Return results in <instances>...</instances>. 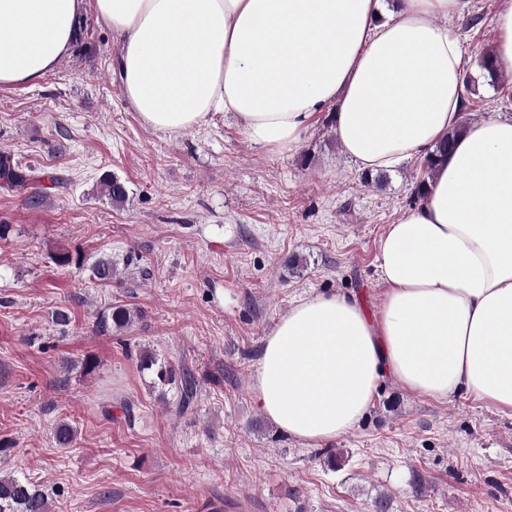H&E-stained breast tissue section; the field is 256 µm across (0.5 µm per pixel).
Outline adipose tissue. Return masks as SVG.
I'll return each mask as SVG.
<instances>
[{
    "mask_svg": "<svg viewBox=\"0 0 512 512\" xmlns=\"http://www.w3.org/2000/svg\"><path fill=\"white\" fill-rule=\"evenodd\" d=\"M470 0H0V87L70 55L87 12L121 38L123 92L169 134L231 112L252 144L296 148L318 115L359 168L432 154L461 125ZM385 287L293 302L264 339L259 410L305 447L355 429L384 378L512 413V116L467 127L377 248Z\"/></svg>",
    "mask_w": 512,
    "mask_h": 512,
    "instance_id": "1",
    "label": "adipose tissue"
}]
</instances>
